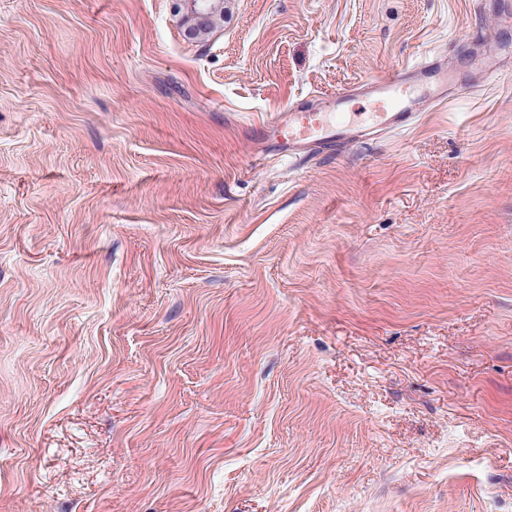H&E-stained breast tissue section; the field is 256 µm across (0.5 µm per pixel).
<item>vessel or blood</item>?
<instances>
[{
    "label": "vessel or blood",
    "instance_id": "vessel-or-blood-1",
    "mask_svg": "<svg viewBox=\"0 0 512 512\" xmlns=\"http://www.w3.org/2000/svg\"><path fill=\"white\" fill-rule=\"evenodd\" d=\"M480 52L479 79L491 78L500 64L512 58V46L487 31L472 36ZM463 82L442 58L427 57L418 64L395 69L388 77L347 87L335 94L290 105L264 126L259 137L279 155L294 158L328 146L362 144L377 135L403 130L437 102L461 90ZM367 100L369 111L349 112L350 103Z\"/></svg>",
    "mask_w": 512,
    "mask_h": 512
}]
</instances>
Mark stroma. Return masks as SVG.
I'll return each mask as SVG.
<instances>
[{
  "mask_svg": "<svg viewBox=\"0 0 512 512\" xmlns=\"http://www.w3.org/2000/svg\"><path fill=\"white\" fill-rule=\"evenodd\" d=\"M476 0H0V512H512V63L294 163L263 121L512 29ZM213 5V10H212ZM175 8L195 14L200 19H205L211 13L205 23L198 22L195 17L185 14L183 17L186 31H192L195 34L197 42H205L217 26L219 20L224 19V0H176Z\"/></svg>",
  "mask_w": 512,
  "mask_h": 512,
  "instance_id": "1",
  "label": "stroma"
}]
</instances>
